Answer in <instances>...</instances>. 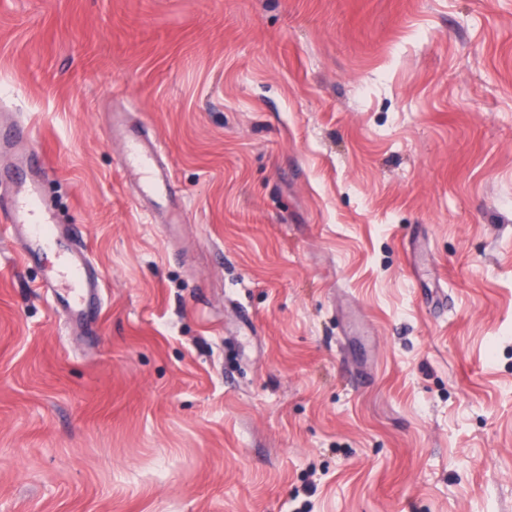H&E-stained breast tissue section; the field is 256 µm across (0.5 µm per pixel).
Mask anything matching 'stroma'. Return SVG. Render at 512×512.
<instances>
[{
    "label": "stroma",
    "instance_id": "stroma-1",
    "mask_svg": "<svg viewBox=\"0 0 512 512\" xmlns=\"http://www.w3.org/2000/svg\"><path fill=\"white\" fill-rule=\"evenodd\" d=\"M0 120V512H512V0H0ZM159 155L157 143L152 139L135 132L127 134L121 170L136 180L145 197L163 198L170 187V171L159 161ZM39 164V157L30 154L13 168L22 167L25 185L13 196L6 210V222L14 232L22 235L25 259L46 253L56 255V268L44 285L46 288H64L66 307L76 319L84 320L96 308L101 282L89 273L87 255L65 245L56 225L55 212L42 198L40 169H36Z\"/></svg>",
    "mask_w": 512,
    "mask_h": 512
}]
</instances>
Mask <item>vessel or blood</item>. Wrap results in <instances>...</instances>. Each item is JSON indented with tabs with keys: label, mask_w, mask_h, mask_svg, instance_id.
I'll list each match as a JSON object with an SVG mask.
<instances>
[{
	"label": "vessel or blood",
	"mask_w": 512,
	"mask_h": 512,
	"mask_svg": "<svg viewBox=\"0 0 512 512\" xmlns=\"http://www.w3.org/2000/svg\"><path fill=\"white\" fill-rule=\"evenodd\" d=\"M160 150L155 141L132 132L125 138L121 170L133 177L143 196L163 198L171 182L168 167L158 159ZM37 155L30 154L21 163L25 184L13 196L6 210V222L24 239L23 255L34 259L51 253L57 265L45 285L60 288L65 304L76 319H87L96 308L101 292L99 278L88 271L84 252L65 245L57 227L52 208L42 198V180Z\"/></svg>",
	"instance_id": "1"
}]
</instances>
